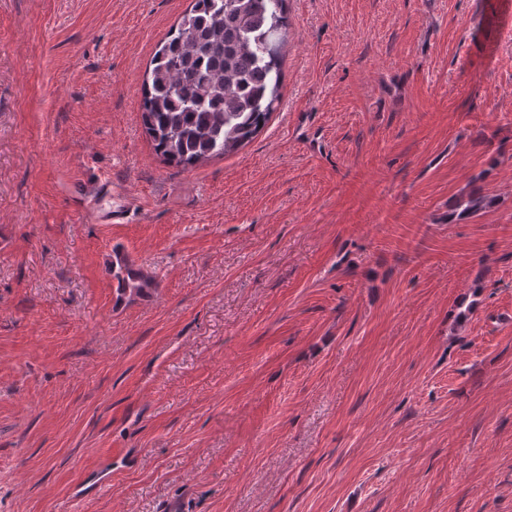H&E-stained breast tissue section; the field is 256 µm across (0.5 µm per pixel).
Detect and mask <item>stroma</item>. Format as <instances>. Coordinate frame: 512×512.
<instances>
[{
    "label": "stroma",
    "mask_w": 512,
    "mask_h": 512,
    "mask_svg": "<svg viewBox=\"0 0 512 512\" xmlns=\"http://www.w3.org/2000/svg\"><path fill=\"white\" fill-rule=\"evenodd\" d=\"M190 6L0 0V512H512L502 0H288L278 110L185 171ZM490 200L478 186L468 185L462 188L455 197L454 206L463 213L475 214L484 209ZM112 279L116 299L146 298L157 288L154 277L134 262L124 252L116 249L112 257Z\"/></svg>",
    "instance_id": "1"
}]
</instances>
